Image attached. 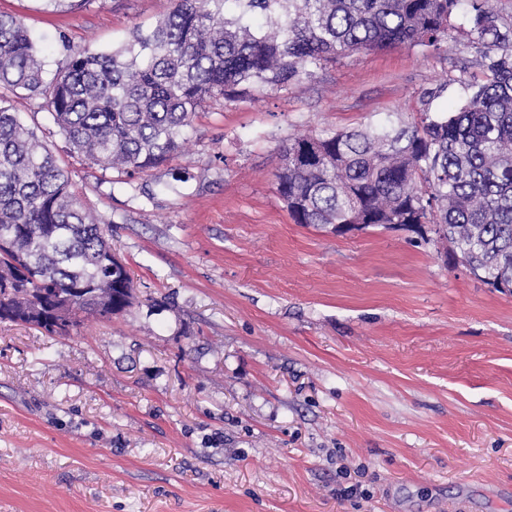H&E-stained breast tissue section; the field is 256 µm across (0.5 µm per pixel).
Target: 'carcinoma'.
<instances>
[{"label": "carcinoma", "mask_w": 512, "mask_h": 512, "mask_svg": "<svg viewBox=\"0 0 512 512\" xmlns=\"http://www.w3.org/2000/svg\"><path fill=\"white\" fill-rule=\"evenodd\" d=\"M486 2L174 0L154 28L76 52L49 81L23 22L0 14V322L62 335L49 310L71 289L100 317L133 299L104 225L6 93L42 97L73 149L132 176L173 158L205 103L284 87L353 51L438 49L463 7L482 53L459 108L431 114L429 91L418 122L294 138L276 190L298 224H434L475 277L511 290L512 21Z\"/></svg>", "instance_id": "cac0c4a2"}]
</instances>
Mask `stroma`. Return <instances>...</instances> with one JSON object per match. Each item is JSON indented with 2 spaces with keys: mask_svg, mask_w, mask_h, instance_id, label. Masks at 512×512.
<instances>
[{
  "mask_svg": "<svg viewBox=\"0 0 512 512\" xmlns=\"http://www.w3.org/2000/svg\"><path fill=\"white\" fill-rule=\"evenodd\" d=\"M172 0H0L46 78L152 28ZM482 48L358 51L206 104L171 160L74 153L42 98L9 103L69 171L134 300L67 336L0 323V512H512V293L433 225L348 235L276 190L301 134L456 107Z\"/></svg>",
  "mask_w": 512,
  "mask_h": 512,
  "instance_id": "stroma-1",
  "label": "stroma"
}]
</instances>
